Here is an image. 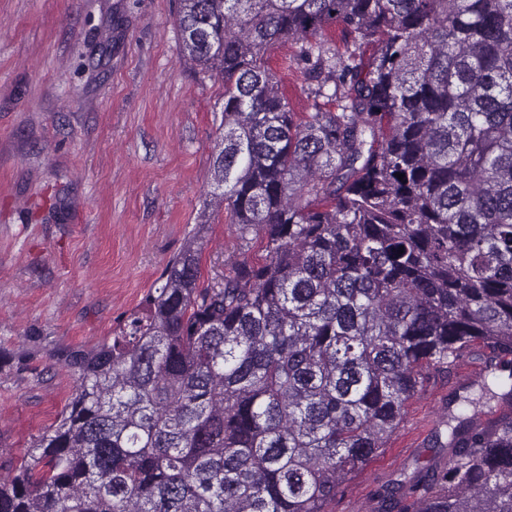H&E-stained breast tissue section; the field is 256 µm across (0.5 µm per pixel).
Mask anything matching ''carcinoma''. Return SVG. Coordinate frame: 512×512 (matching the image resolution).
Instances as JSON below:
<instances>
[{
	"mask_svg": "<svg viewBox=\"0 0 512 512\" xmlns=\"http://www.w3.org/2000/svg\"><path fill=\"white\" fill-rule=\"evenodd\" d=\"M180 2L184 56L224 79L200 222L143 308L63 355L72 397L0 512H331L427 370L481 356L512 407L487 355H512V0ZM288 42L302 117L268 62ZM211 207L265 256L206 284ZM443 423L446 465L378 512H512V413Z\"/></svg>",
	"mask_w": 512,
	"mask_h": 512,
	"instance_id": "carcinoma-1",
	"label": "carcinoma"
}]
</instances>
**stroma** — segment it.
Returning a JSON list of instances; mask_svg holds the SVG:
<instances>
[{
    "instance_id": "obj_1",
    "label": "stroma",
    "mask_w": 512,
    "mask_h": 512,
    "mask_svg": "<svg viewBox=\"0 0 512 512\" xmlns=\"http://www.w3.org/2000/svg\"><path fill=\"white\" fill-rule=\"evenodd\" d=\"M179 0H0V475L14 476L74 391L60 357L92 350L136 306L184 246L203 207L220 77L182 54ZM269 65L294 112L313 103ZM244 245L212 214L204 281L228 274ZM464 357L433 372L381 456L347 480L332 512H373L392 480L445 461L435 443L455 396L478 398Z\"/></svg>"
}]
</instances>
